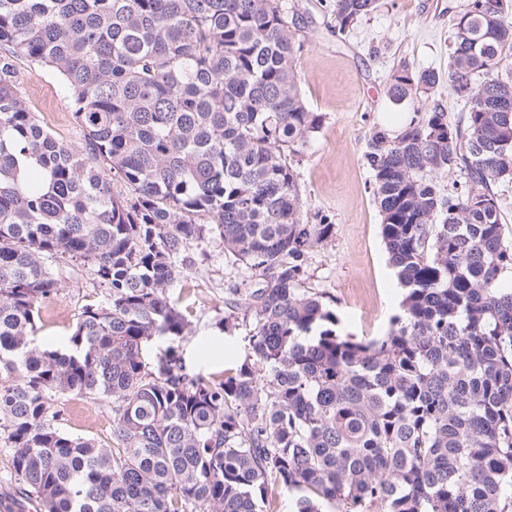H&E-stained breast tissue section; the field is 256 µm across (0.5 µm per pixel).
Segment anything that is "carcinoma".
Masks as SVG:
<instances>
[{
    "mask_svg": "<svg viewBox=\"0 0 512 512\" xmlns=\"http://www.w3.org/2000/svg\"><path fill=\"white\" fill-rule=\"evenodd\" d=\"M378 0H331L336 32ZM287 0H0V447L41 512H512V56L508 0H466L440 106L377 127L364 159L403 292L357 341L303 288L326 215L304 218L297 157L322 129L300 89ZM55 71L83 132L54 137L16 61ZM390 98L440 81L401 64ZM455 173L448 185L441 178ZM218 234L258 277L252 359L205 373L170 351L186 316L176 258ZM64 260L106 301L34 345ZM112 411V442L59 425L66 399Z\"/></svg>",
    "mask_w": 512,
    "mask_h": 512,
    "instance_id": "obj_1",
    "label": "carcinoma"
}]
</instances>
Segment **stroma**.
<instances>
[{"instance_id": "35a3bbf8", "label": "stroma", "mask_w": 512, "mask_h": 512, "mask_svg": "<svg viewBox=\"0 0 512 512\" xmlns=\"http://www.w3.org/2000/svg\"><path fill=\"white\" fill-rule=\"evenodd\" d=\"M464 0H379L377 9L349 32L336 33L326 0H288L305 36L297 61L300 86L312 111L325 115L320 132L304 147L297 167L307 214L330 217L332 237L306 258L305 286L336 300L343 332L357 339L386 335L399 313L402 293L381 235V216L364 152L374 128L389 117H412L441 106L450 119L465 109L443 75L453 19ZM441 73L440 82L414 103L394 105L389 78L401 63ZM17 91L27 107L59 140L76 144L82 132L61 80L50 70L18 62ZM179 275L168 294L189 325L182 336L148 344L155 363L166 350L185 355L202 336L221 332L224 365L236 367L251 356L248 336L254 317L246 304L256 278L224 250L219 237L191 246L176 260ZM57 294L43 307L37 342L46 345L68 335L81 308L101 302L105 292L84 269L60 263ZM60 422L68 432L109 440L108 407L78 399L64 401Z\"/></svg>"}]
</instances>
